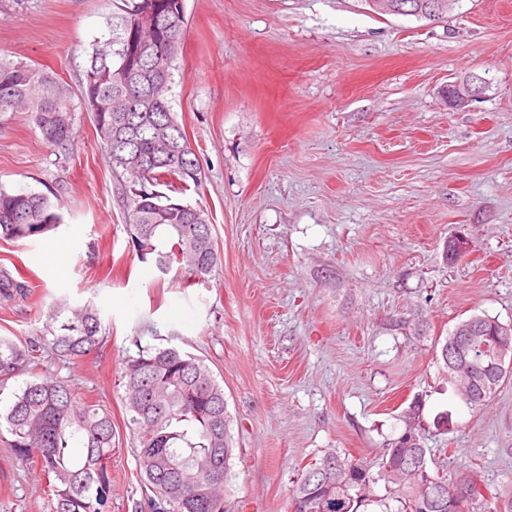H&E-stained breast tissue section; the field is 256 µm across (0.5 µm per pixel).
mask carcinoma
Here are the masks:
<instances>
[{
  "label": "carcinoma",
  "instance_id": "cac0c4a2",
  "mask_svg": "<svg viewBox=\"0 0 512 512\" xmlns=\"http://www.w3.org/2000/svg\"><path fill=\"white\" fill-rule=\"evenodd\" d=\"M147 0H135L122 17L121 33L106 43L86 72L82 100L91 113L101 146L115 175L124 176L117 194L127 211L126 232L137 259L162 275L176 266L188 278L201 281L220 263L211 234L208 211L177 198L190 185L201 184L199 159L187 143L184 128L170 130L169 148L162 153L160 130L176 120L167 93L177 55H169L164 42L180 41L185 15L169 33L147 26L141 38L154 50L153 61L126 85L112 83V73L124 62L127 22L142 14ZM434 0H402L408 15L430 23L448 18L432 10ZM163 69L167 79L158 78ZM147 96L150 112L128 111L126 97ZM26 110L43 138L64 147L73 134L71 94L47 71L23 61L0 57V114ZM55 218L56 223L48 220ZM62 223L58 205L31 192L0 189V239L19 240L44 235ZM152 248L148 254L144 249ZM471 320L482 330L464 357L448 356L458 322L448 333L437 358L448 372V385L469 407L484 405L512 376L490 380L477 366L497 358L499 340L489 332L499 319L475 314ZM103 323L91 304L56 306L42 335L17 344L0 337V392L27 377L12 391L0 410V427L10 435L7 447L16 457L39 466L53 492V512H105L112 478L109 461L116 445L112 414L97 402H77L65 381L34 373L38 352L50 348L55 355L79 360L102 348ZM125 408L137 439L134 449L145 496L135 512H224V493L234 458L229 433L230 417L224 410V390L209 368L176 347L146 348L123 363ZM420 403L405 416L404 431L384 449L379 471L361 459L326 451L303 471L290 495L294 512H363L375 504L381 512H448V501L460 488L480 483L473 470L457 466L447 471L433 465L430 450L421 445L416 423ZM224 440V471L216 475L208 461L215 439ZM84 448L80 456L72 445ZM384 482L390 497L378 495ZM397 503L391 508L389 501ZM464 512H512V495H486L476 491L464 503Z\"/></svg>",
  "mask_w": 512,
  "mask_h": 512
}]
</instances>
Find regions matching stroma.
Here are the masks:
<instances>
[{
    "label": "stroma",
    "instance_id": "1",
    "mask_svg": "<svg viewBox=\"0 0 512 512\" xmlns=\"http://www.w3.org/2000/svg\"><path fill=\"white\" fill-rule=\"evenodd\" d=\"M123 0H0V55L71 92L75 145H49L29 113L0 116V188L57 202L62 225L0 239V268L28 285L0 300V336L41 335L51 307L93 303L103 346L39 374L112 413L106 512L145 487L123 405L122 363L147 347L200 358L224 389L235 446L224 512H288L322 451L378 462L421 404L434 463L465 462L512 489V380L468 408L438 340L487 314L512 322V0H459L447 21L363 0H185L171 109L202 168L184 199L211 214L221 264L206 282L158 275L125 231L80 92ZM472 108L443 99L467 76ZM470 252L451 263L450 239ZM64 250V268L45 259ZM0 512H52L48 480L0 441ZM485 80L472 76L457 81L448 87V106L452 109H463L483 95Z\"/></svg>",
    "mask_w": 512,
    "mask_h": 512
}]
</instances>
